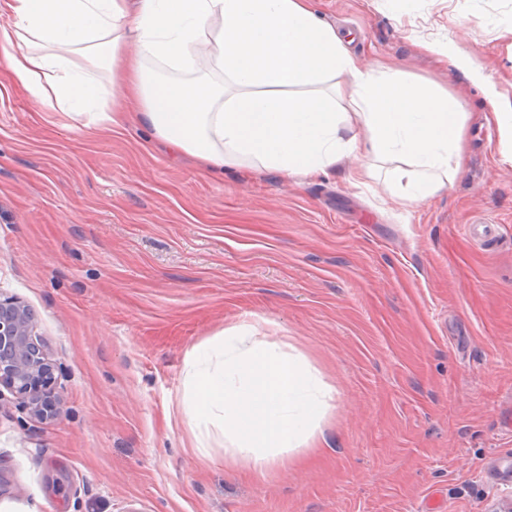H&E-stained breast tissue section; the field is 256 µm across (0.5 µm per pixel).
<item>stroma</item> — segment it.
Here are the masks:
<instances>
[{
  "instance_id": "obj_1",
  "label": "stroma",
  "mask_w": 512,
  "mask_h": 512,
  "mask_svg": "<svg viewBox=\"0 0 512 512\" xmlns=\"http://www.w3.org/2000/svg\"><path fill=\"white\" fill-rule=\"evenodd\" d=\"M369 61L465 112L453 183L393 202L326 176H218L40 111L0 44V292L35 314L61 415L0 404V501L18 512H489L512 455V161L486 92L512 104V0H316ZM472 57L473 79L425 46ZM241 327L326 389L314 448L254 476L181 410L191 350ZM208 442L197 448L198 437Z\"/></svg>"
}]
</instances>
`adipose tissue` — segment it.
I'll return each mask as SVG.
<instances>
[{
    "label": "adipose tissue",
    "instance_id": "adipose-tissue-1",
    "mask_svg": "<svg viewBox=\"0 0 512 512\" xmlns=\"http://www.w3.org/2000/svg\"><path fill=\"white\" fill-rule=\"evenodd\" d=\"M1 13L16 86L107 132L125 115L106 97H124L152 138L206 170L310 177L365 146L400 161L407 201L461 170L460 104L365 65L311 0H0Z\"/></svg>",
    "mask_w": 512,
    "mask_h": 512
}]
</instances>
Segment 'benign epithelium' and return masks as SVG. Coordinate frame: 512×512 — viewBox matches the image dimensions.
<instances>
[{
    "label": "benign epithelium",
    "instance_id": "benign-epithelium-1",
    "mask_svg": "<svg viewBox=\"0 0 512 512\" xmlns=\"http://www.w3.org/2000/svg\"><path fill=\"white\" fill-rule=\"evenodd\" d=\"M52 385V365L35 333L33 311L13 298L0 297V406L8 391L23 398L34 416L52 418L60 404Z\"/></svg>",
    "mask_w": 512,
    "mask_h": 512
}]
</instances>
